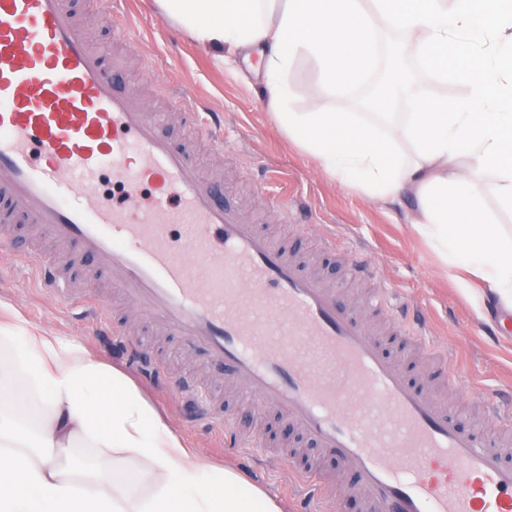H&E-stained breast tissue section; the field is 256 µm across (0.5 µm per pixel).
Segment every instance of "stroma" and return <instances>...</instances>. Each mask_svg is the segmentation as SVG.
Segmentation results:
<instances>
[{"instance_id":"stroma-1","label":"stroma","mask_w":512,"mask_h":512,"mask_svg":"<svg viewBox=\"0 0 512 512\" xmlns=\"http://www.w3.org/2000/svg\"><path fill=\"white\" fill-rule=\"evenodd\" d=\"M85 18L86 35L105 63L122 60V82L150 108L169 111L170 101L161 85L188 89L206 111L224 124V135L237 141L238 151L219 153L203 146L199 164L204 173L221 176L222 198L250 214L266 227L276 242L290 250L322 259L323 273L340 284L345 304L363 302L373 288H388L405 303L428 312L426 334L434 345L447 349L455 377L444 380L433 357L418 348L405 347L397 336L382 337L387 353L422 388H437L450 408L463 415L467 427L480 433L493 427L479 405L488 396L512 388V337L485 334L491 307L484 304V290L473 280L453 278L436 252L413 228L415 203L401 198L384 202L363 190L339 184L271 120L263 99L256 60L242 55L214 60L167 20L153 0H125L131 35L139 51L122 52L116 37L101 21L96 0H71ZM404 60L418 89L438 99L466 96L464 85L442 80L420 69L412 50ZM293 200L304 229L278 220L274 209L281 199ZM358 250L374 266L373 278L360 282L346 268L348 250ZM27 243L16 236L13 225L0 223V326L14 318L25 320L30 330L74 343L94 360L126 375L170 428L179 435L193 457L244 475L248 482L282 502L294 512L296 476L285 467H270L254 449L224 444V432L212 425L194 401L179 394L177 380L204 367L208 383L223 398L235 390L224 381L222 367L204 365L202 354L172 336H158L154 345L164 359L165 375L158 376L137 363L122 339H141L149 324L123 302L119 291L104 282L87 281L82 271L69 275L68 297H51L43 290L40 274L24 254ZM100 293L109 300V333L86 315L87 295ZM304 452L339 486L335 512H360L350 491L354 481L343 465L308 446Z\"/></svg>"}]
</instances>
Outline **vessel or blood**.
Returning <instances> with one entry per match:
<instances>
[{
  "label": "vessel or blood",
  "instance_id": "obj_1",
  "mask_svg": "<svg viewBox=\"0 0 512 512\" xmlns=\"http://www.w3.org/2000/svg\"><path fill=\"white\" fill-rule=\"evenodd\" d=\"M176 108L223 150L217 123L187 91ZM158 115L119 88L69 0H0V217L32 224L106 279L171 336L191 342L257 411L278 414L356 475L366 512H512L505 441L464 431L437 395L413 385L336 288L307 271L239 209ZM110 170L121 189L102 197ZM176 224L190 233L173 236ZM46 293L68 288L57 260L31 248ZM421 314L396 335L423 344ZM512 426V398L483 405ZM300 512H332V478L287 451Z\"/></svg>",
  "mask_w": 512,
  "mask_h": 512
}]
</instances>
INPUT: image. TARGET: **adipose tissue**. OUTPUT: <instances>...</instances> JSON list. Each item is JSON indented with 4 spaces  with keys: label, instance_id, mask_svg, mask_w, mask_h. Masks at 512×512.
I'll return each instance as SVG.
<instances>
[{
    "label": "adipose tissue",
    "instance_id": "1",
    "mask_svg": "<svg viewBox=\"0 0 512 512\" xmlns=\"http://www.w3.org/2000/svg\"><path fill=\"white\" fill-rule=\"evenodd\" d=\"M156 0L160 12L214 53L261 59L270 116L289 139L345 185L374 198L414 197L415 229L449 269L480 279L512 308V242L481 212L484 183L512 210V0ZM402 33L418 62L468 88L431 99L403 71L385 98L406 103L399 157L377 128L324 111L323 96L357 81L382 55L379 34ZM319 66L303 111L288 106L291 63ZM29 385L0 371V512H284L239 474L191 459L180 438L119 370L74 344L28 331L0 333ZM43 408L25 418L30 395ZM97 448L105 467L75 469L71 451ZM135 459L137 476L122 470Z\"/></svg>",
    "mask_w": 512,
    "mask_h": 512
}]
</instances>
